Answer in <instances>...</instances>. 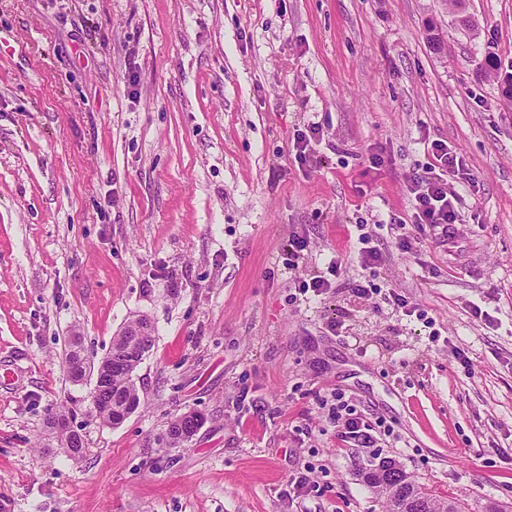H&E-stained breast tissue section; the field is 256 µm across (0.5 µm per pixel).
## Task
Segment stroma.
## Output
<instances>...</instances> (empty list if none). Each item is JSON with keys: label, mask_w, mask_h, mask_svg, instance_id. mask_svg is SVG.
Masks as SVG:
<instances>
[{"label": "stroma", "mask_w": 512, "mask_h": 512, "mask_svg": "<svg viewBox=\"0 0 512 512\" xmlns=\"http://www.w3.org/2000/svg\"><path fill=\"white\" fill-rule=\"evenodd\" d=\"M468 11L477 31L442 0H0V512H385L359 478L385 459L464 512L512 504V0ZM435 140L477 184L453 185L454 241L407 253L388 223ZM363 231L406 309L353 295ZM142 314L113 426L65 354L100 362ZM336 388L398 445L343 441ZM58 407L79 459L47 445ZM202 423V416L196 412H188L181 415L169 428L167 436L169 446L176 448L187 442L195 435Z\"/></svg>", "instance_id": "stroma-1"}]
</instances>
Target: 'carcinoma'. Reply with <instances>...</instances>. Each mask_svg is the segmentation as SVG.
<instances>
[{"label": "carcinoma", "instance_id": "cac0c4a2", "mask_svg": "<svg viewBox=\"0 0 512 512\" xmlns=\"http://www.w3.org/2000/svg\"><path fill=\"white\" fill-rule=\"evenodd\" d=\"M454 14L455 20L466 29L475 28L472 17L466 13V0H445ZM150 325L147 318L139 316L126 323L112 339V369L104 373L105 387L103 397L111 402L95 407L96 416L102 421L112 423L119 413H131L140 405V396L133 379V373L141 363V354L150 351L153 336L143 338L138 333L143 326ZM202 416L196 412L181 415L170 426L168 444L172 448L181 446L192 438L202 425ZM58 447L71 458L81 456L83 442L81 436L74 438L58 435ZM362 481L371 487L384 500L386 512H396L411 492H416L424 504V512H464L459 502L438 499L428 489L415 481L393 460H384L379 467L360 473Z\"/></svg>", "mask_w": 512, "mask_h": 512}]
</instances>
